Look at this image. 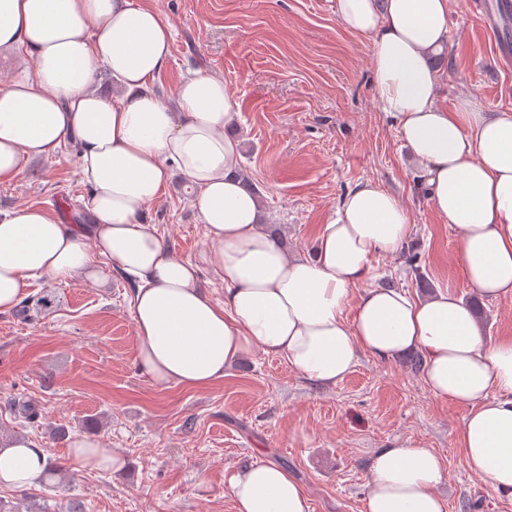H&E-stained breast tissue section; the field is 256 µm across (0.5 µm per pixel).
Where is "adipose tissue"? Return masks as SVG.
I'll use <instances>...</instances> for the list:
<instances>
[{
	"instance_id": "obj_1",
	"label": "adipose tissue",
	"mask_w": 512,
	"mask_h": 512,
	"mask_svg": "<svg viewBox=\"0 0 512 512\" xmlns=\"http://www.w3.org/2000/svg\"><path fill=\"white\" fill-rule=\"evenodd\" d=\"M336 14L348 31L373 38L380 104L422 165L434 210L459 233L468 283L481 297L512 298V110L489 115L467 98L451 110L439 105L431 57L448 40V0H336ZM18 46L36 68L0 88V181L74 141L94 221L36 206L0 211V315L40 279H94L102 258L133 285L137 359L161 388L208 387L257 349L323 387L341 381L359 353L393 360L419 352L431 394L467 409L459 429L466 461L512 497V338L485 342L473 309L451 291L415 300L367 286L373 257L411 239L393 194L358 185L323 225L314 257H288L238 175L230 134L238 106L223 80L197 74L178 85L174 105L158 97L172 32L155 10L135 0H0V50ZM101 67L117 94L95 89ZM174 168L195 189L205 227L197 262L175 257L141 221ZM204 263L223 282V301L201 286ZM67 455L76 471L125 465L89 438L75 439ZM47 462L26 439L0 447V487L38 484ZM369 472L364 512H445L438 488L446 472L433 449H377ZM227 485L236 512L310 510L300 483L274 461L233 470Z\"/></svg>"
}]
</instances>
